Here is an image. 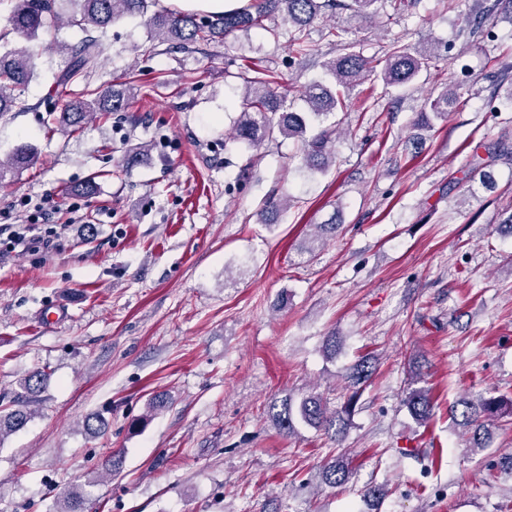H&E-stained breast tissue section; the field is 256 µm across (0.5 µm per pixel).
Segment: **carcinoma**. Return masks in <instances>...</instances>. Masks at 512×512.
Returning a JSON list of instances; mask_svg holds the SVG:
<instances>
[{"instance_id": "obj_1", "label": "carcinoma", "mask_w": 512, "mask_h": 512, "mask_svg": "<svg viewBox=\"0 0 512 512\" xmlns=\"http://www.w3.org/2000/svg\"><path fill=\"white\" fill-rule=\"evenodd\" d=\"M149 0H10L12 8L8 14V28L0 34V41L8 35L17 37V44L0 52V117L9 112H28L44 108L47 123L63 130L76 127L97 113L120 112L126 109L132 93L127 89L108 86L95 98L85 95L72 96L59 101L57 89L85 80L101 65L102 48L98 37L90 29L104 30L125 16H139L151 41L176 43L183 48L218 37H227L237 31L264 27L267 19L279 18L294 28L293 42L296 52L304 57L312 56L314 49L307 42L306 31L315 20L329 10L347 13V22L372 25L377 15L375 5L381 0H251L238 10L220 15L204 12H182L164 10L148 13ZM512 7V0H494L486 13L473 19L472 24L462 29L461 34L470 42L494 37L493 26L487 24L488 17L500 9ZM68 18V23L80 27L85 36L74 45L61 44L59 51L65 55L64 65L55 73L45 97L36 105H29L23 98L25 88L35 76L36 62L28 43L50 32L55 24ZM345 29H337L332 36L343 47V53L325 62V75L342 89H350L369 76L379 78L384 87L398 88L412 83L419 74L431 66L436 57L433 46L395 45L380 63L350 49L343 35ZM245 88L241 95V110L234 122L235 139L256 145L265 140L296 138L305 145V163L313 169L325 172L335 159L336 126H323L324 117L337 110L347 108L345 96L332 92L326 85L317 82L306 90V112H294L284 105L269 82L260 77H245ZM459 93L455 87H447L436 97L424 99L421 117L427 127L431 119H443L458 103ZM37 153L29 145L18 147L6 160H0V184L14 180L19 172L33 166ZM371 359L363 358L352 365L345 382L353 393L344 409L331 411L322 395L308 392L299 401L288 398L281 405H272L273 417L285 433L302 422L326 433L339 435L347 427L354 398L371 379ZM46 378L43 372L32 373L21 379L25 393L35 395L41 391ZM410 415L419 423L433 416V402L428 391L422 388L410 390L405 397ZM460 425L469 434L468 447L485 448L488 441V425L500 413L512 415V400L507 402L495 397L477 401L462 399ZM31 413L25 408H0V439L26 426ZM324 482L340 487L350 478V469L344 456L328 462L322 471ZM87 496L73 489L56 501L55 512H85Z\"/></svg>"}]
</instances>
